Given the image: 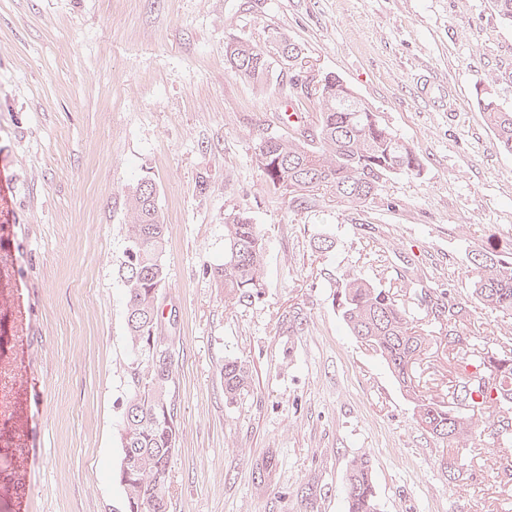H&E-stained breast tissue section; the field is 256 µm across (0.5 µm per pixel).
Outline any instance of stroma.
<instances>
[{
	"label": "stroma",
	"instance_id": "obj_1",
	"mask_svg": "<svg viewBox=\"0 0 512 512\" xmlns=\"http://www.w3.org/2000/svg\"><path fill=\"white\" fill-rule=\"evenodd\" d=\"M272 31L301 60H275L261 85L231 72L225 43ZM330 72L424 161L361 207L326 188L292 203L254 164L262 134L313 129L302 80ZM425 72L442 98L422 93ZM479 86L512 110V24L491 0H0V318L16 336L0 413L21 416L27 448L24 490L0 480V502L123 512L115 473L134 354L117 271L127 198L148 178L167 224L170 512H346L347 473L365 452L380 512H512V448L483 434L450 475L449 448L418 426L333 301L349 271L386 290L416 274L463 297L472 251L512 259V153ZM233 208L265 238L267 288L246 306L227 305L212 275ZM321 236L334 242L323 255ZM292 305L309 316L300 336L278 324ZM419 322L431 347L417 374L447 393L445 327ZM230 358L252 374L234 405Z\"/></svg>",
	"mask_w": 512,
	"mask_h": 512
}]
</instances>
